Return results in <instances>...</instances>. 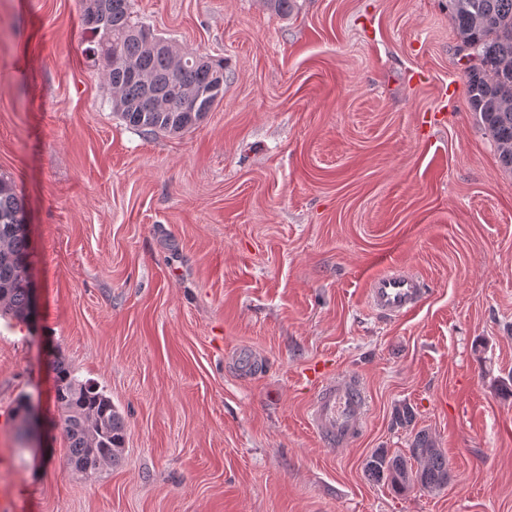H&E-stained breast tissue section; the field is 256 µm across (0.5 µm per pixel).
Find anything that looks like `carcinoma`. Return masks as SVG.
<instances>
[{"label": "carcinoma", "instance_id": "obj_1", "mask_svg": "<svg viewBox=\"0 0 512 512\" xmlns=\"http://www.w3.org/2000/svg\"><path fill=\"white\" fill-rule=\"evenodd\" d=\"M88 46L85 54L100 62L109 88L120 95L113 112L146 134L180 135L198 124L202 113L190 111L184 89L210 110L224 94L213 91L224 77V62L190 60L198 53L181 51L179 68L152 50L159 39L134 19L131 0H80ZM468 67L469 108L497 146L502 166L512 169V0H449ZM29 258L26 214L13 185L0 179V316L25 321L29 316ZM55 403L68 441L69 460L89 478L103 465L121 459L125 438L122 414L97 384L79 380L61 359L54 361ZM419 467L412 468L411 461ZM366 472L398 495L418 488L434 492L449 479L448 458L428 434L415 437L409 455L377 448Z\"/></svg>", "mask_w": 512, "mask_h": 512}]
</instances>
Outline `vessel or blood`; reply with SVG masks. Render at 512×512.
I'll list each match as a JSON object with an SVG mask.
<instances>
[{
    "mask_svg": "<svg viewBox=\"0 0 512 512\" xmlns=\"http://www.w3.org/2000/svg\"><path fill=\"white\" fill-rule=\"evenodd\" d=\"M428 290L415 273L395 270L377 276L367 285L370 305L378 314L400 317L425 300ZM367 414V397L355 378L342 376L325 382L312 398L308 420L313 431L331 448L348 446L361 433Z\"/></svg>",
    "mask_w": 512,
    "mask_h": 512,
    "instance_id": "vessel-or-blood-1",
    "label": "vessel or blood"
}]
</instances>
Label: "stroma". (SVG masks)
<instances>
[{
    "label": "stroma",
    "mask_w": 512,
    "mask_h": 512,
    "mask_svg": "<svg viewBox=\"0 0 512 512\" xmlns=\"http://www.w3.org/2000/svg\"><path fill=\"white\" fill-rule=\"evenodd\" d=\"M132 10L224 63L223 100L189 132L113 114L79 0H0V178L25 200L36 290L28 322L0 318L12 512H512L495 389L512 375V171L469 109L448 0ZM392 270L429 288L395 320L366 296ZM58 358L125 419L121 460L92 479L56 425ZM334 375L370 401L344 448L306 420ZM421 431L444 488L368 477L374 449L408 454Z\"/></svg>",
    "instance_id": "obj_1"
}]
</instances>
